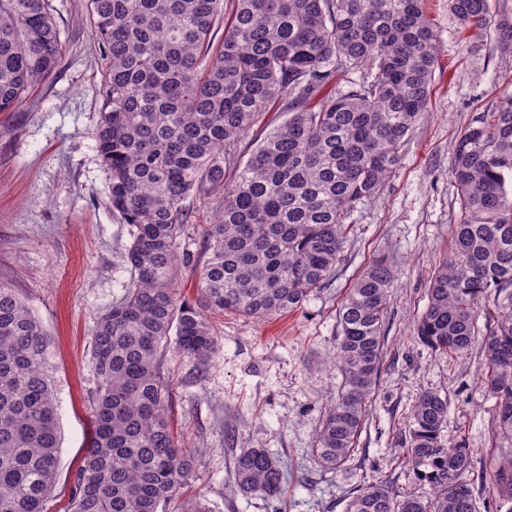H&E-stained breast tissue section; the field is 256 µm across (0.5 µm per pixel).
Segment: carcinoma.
I'll use <instances>...</instances> for the list:
<instances>
[{
	"label": "carcinoma",
	"instance_id": "obj_1",
	"mask_svg": "<svg viewBox=\"0 0 512 512\" xmlns=\"http://www.w3.org/2000/svg\"><path fill=\"white\" fill-rule=\"evenodd\" d=\"M232 2L227 17L224 0H89L109 60L95 139L112 210L135 231L132 283L92 336L94 428L68 512H166L198 458L169 427L166 352L211 353L205 308L270 319L325 287L345 220L389 181L427 111L437 36L423 0ZM448 5L463 29L478 37L492 27L498 49L512 53V16L491 21L488 0ZM62 51L44 0H0V112L13 111ZM345 68L362 71L359 81L311 105ZM277 103L288 120L240 164L242 139ZM449 174L459 203L453 247L415 333L458 357L481 347L495 434L512 440V95L472 116ZM220 188L224 207L207 231L193 305L174 291L187 262L175 245L189 199ZM392 288L391 262L377 259L342 302L341 383L314 448L324 468H341L354 451L381 372ZM52 346L17 291L0 282V512H46L55 484ZM447 419V400L429 391L409 420L408 462L431 498L377 481L358 489L346 512H476L473 452L444 439ZM492 477L508 492L499 508L512 512V457ZM233 480L242 493L275 500L287 477L267 449L241 448Z\"/></svg>",
	"mask_w": 512,
	"mask_h": 512
}]
</instances>
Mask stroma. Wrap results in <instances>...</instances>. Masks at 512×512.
I'll use <instances>...</instances> for the list:
<instances>
[{
  "label": "stroma",
  "mask_w": 512,
  "mask_h": 512,
  "mask_svg": "<svg viewBox=\"0 0 512 512\" xmlns=\"http://www.w3.org/2000/svg\"><path fill=\"white\" fill-rule=\"evenodd\" d=\"M45 8L64 45L61 58L14 111L0 113V281L24 298L54 342L60 453L47 512H64L93 429L91 333L132 282V236L110 206V175L94 137L106 58L88 0H46ZM425 10L439 51L428 110L383 191L347 219L333 280L301 308L268 321L209 313L217 339L210 357L167 356L171 426L182 446L199 451L190 483L168 512L194 503L205 512H345L357 486L377 481L431 497L407 462L405 443L411 409L427 391L448 401L447 441L465 440L486 461L512 456L511 449L491 447L495 401L480 385L482 350L456 357L414 335L459 213L448 174L453 144L474 113L494 111L512 94V54L499 51L492 35L463 31L448 0H426ZM223 202L218 192L190 201L193 218L176 245L191 257L175 280L187 300L197 297L194 267L206 258L205 230ZM382 255L391 259L396 281L381 373L354 452L340 470H325L313 448L340 382L331 364L338 310ZM242 448H265L279 458L287 474L281 499L233 492V458Z\"/></svg>",
  "instance_id": "35a3bbf8"
}]
</instances>
